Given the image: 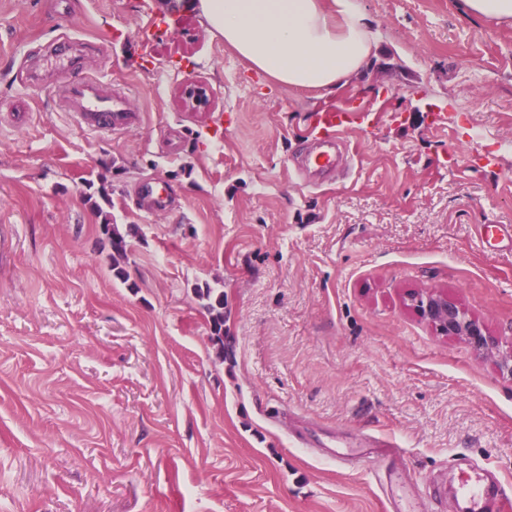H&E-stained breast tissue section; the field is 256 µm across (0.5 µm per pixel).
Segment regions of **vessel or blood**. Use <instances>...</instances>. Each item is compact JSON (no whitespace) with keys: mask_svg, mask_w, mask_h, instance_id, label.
<instances>
[{"mask_svg":"<svg viewBox=\"0 0 512 512\" xmlns=\"http://www.w3.org/2000/svg\"><path fill=\"white\" fill-rule=\"evenodd\" d=\"M68 108L74 112L79 126L90 132H125L138 127L140 113L130 103L126 92L113 91L111 86L96 78L73 83L68 96ZM350 117L347 111L329 109L318 114L311 134L312 147L301 155L300 167L314 175L335 172L342 158ZM492 494L481 472L468 475L464 499L469 512H485Z\"/></svg>","mask_w":512,"mask_h":512,"instance_id":"vessel-or-blood-1","label":"vessel or blood"}]
</instances>
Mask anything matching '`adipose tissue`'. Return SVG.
Returning <instances> with one entry per match:
<instances>
[{"label":"adipose tissue","instance_id":"ef3b65f1","mask_svg":"<svg viewBox=\"0 0 512 512\" xmlns=\"http://www.w3.org/2000/svg\"><path fill=\"white\" fill-rule=\"evenodd\" d=\"M196 7L253 69L291 88L334 93L375 54L359 0H198Z\"/></svg>","mask_w":512,"mask_h":512}]
</instances>
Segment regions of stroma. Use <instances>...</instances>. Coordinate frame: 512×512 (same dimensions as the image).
Returning <instances> with one entry per match:
<instances>
[{"label": "stroma", "instance_id": "35a3bbf8", "mask_svg": "<svg viewBox=\"0 0 512 512\" xmlns=\"http://www.w3.org/2000/svg\"><path fill=\"white\" fill-rule=\"evenodd\" d=\"M361 5L377 53L323 96L265 79L195 10L0 0V512H458L475 466L512 496V27L462 0ZM62 34L64 72L37 51ZM87 76L142 125L80 129ZM191 79L206 111L182 103ZM329 105L353 112L355 164L313 189L291 160ZM145 182L166 211L136 208ZM107 219L136 229L125 283ZM430 290L496 349L422 321L408 295ZM199 299L204 301L203 307L209 316L211 341L217 346V358L224 361V292L205 285L196 288Z\"/></svg>", "mask_w": 512, "mask_h": 512}]
</instances>
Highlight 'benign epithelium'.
<instances>
[{
  "mask_svg": "<svg viewBox=\"0 0 512 512\" xmlns=\"http://www.w3.org/2000/svg\"><path fill=\"white\" fill-rule=\"evenodd\" d=\"M408 300L420 318L440 333L463 337L477 350H488L494 346L485 326L448 297V293L429 291L412 294Z\"/></svg>",
  "mask_w": 512,
  "mask_h": 512,
  "instance_id": "obj_1",
  "label": "benign epithelium"
}]
</instances>
